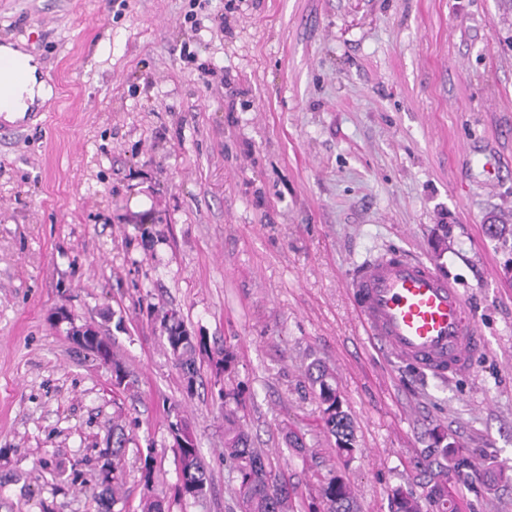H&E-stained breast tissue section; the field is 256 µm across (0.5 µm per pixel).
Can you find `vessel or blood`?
Instances as JSON below:
<instances>
[{"label": "vessel or blood", "instance_id": "vessel-or-blood-1", "mask_svg": "<svg viewBox=\"0 0 512 512\" xmlns=\"http://www.w3.org/2000/svg\"><path fill=\"white\" fill-rule=\"evenodd\" d=\"M23 57L0 51V110L16 103ZM349 286L368 335L390 355L440 376L469 371L484 346L456 283L399 252L358 265Z\"/></svg>", "mask_w": 512, "mask_h": 512}]
</instances>
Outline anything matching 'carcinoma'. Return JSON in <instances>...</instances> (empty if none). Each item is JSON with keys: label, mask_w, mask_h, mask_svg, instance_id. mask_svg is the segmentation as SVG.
<instances>
[{"label": "carcinoma", "mask_w": 512, "mask_h": 512, "mask_svg": "<svg viewBox=\"0 0 512 512\" xmlns=\"http://www.w3.org/2000/svg\"><path fill=\"white\" fill-rule=\"evenodd\" d=\"M167 343L176 365L182 370L186 390L192 391L195 380V363L199 354L206 350L203 337L182 330V323L170 316L164 320ZM311 384L318 387V398L322 406L323 423L335 438L336 453L349 458L355 450V433L351 415L344 409L343 400L333 377L320 365L314 363L309 370ZM175 440V456L178 463V485L176 494L182 499H198L205 496L208 486L206 468L200 459L191 437L181 432V427H172ZM116 441L112 458L104 461L100 496H117L124 485L125 472L122 458L126 439L123 428L112 425ZM433 451L449 458L457 470L472 467L469 456L446 435L432 433ZM224 460L231 463L237 474V497L242 512H290L288 490L279 477L265 462L262 454L251 446V440L239 424L234 411H224ZM326 512H354L353 492L347 479L334 475L322 487ZM392 512H422L418 498L401 488L394 491Z\"/></svg>", "instance_id": "1"}]
</instances>
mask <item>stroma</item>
I'll use <instances>...</instances> for the list:
<instances>
[{"label": "stroma", "instance_id": "stroma-1", "mask_svg": "<svg viewBox=\"0 0 512 512\" xmlns=\"http://www.w3.org/2000/svg\"><path fill=\"white\" fill-rule=\"evenodd\" d=\"M2 37L57 82L37 116L0 119V512H144L150 493L239 512L222 387L295 512L338 474L357 512H391L395 489L423 495L440 471L450 512H512V249L485 230L512 225V0H0ZM394 250L463 292L484 339L465 375L369 340L349 274ZM171 311L233 353L228 373L200 357L186 392ZM74 323L109 341L128 388L75 348ZM315 362L353 419L350 460ZM177 418L209 474L200 500L174 498ZM117 420L126 482L109 505ZM435 430L469 481L431 453ZM309 379L312 386L318 385L323 423L327 431L335 438L336 453L340 457L350 458L356 447L354 425L351 415L344 409L335 380L317 363L312 364L309 370ZM432 438L434 440L433 451L453 461L455 469H470L472 467L469 456L463 450L458 449L455 442H448L447 435L433 431Z\"/></svg>", "mask_w": 512, "mask_h": 512}]
</instances>
